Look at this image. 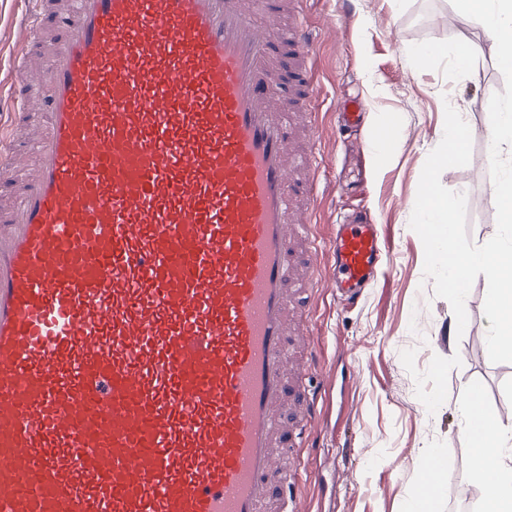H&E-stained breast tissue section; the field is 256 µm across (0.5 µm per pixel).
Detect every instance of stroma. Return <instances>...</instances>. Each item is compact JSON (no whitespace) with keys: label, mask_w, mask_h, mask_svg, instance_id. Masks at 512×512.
I'll return each mask as SVG.
<instances>
[{"label":"stroma","mask_w":512,"mask_h":512,"mask_svg":"<svg viewBox=\"0 0 512 512\" xmlns=\"http://www.w3.org/2000/svg\"><path fill=\"white\" fill-rule=\"evenodd\" d=\"M316 33L317 89L307 104L321 125L316 170L318 261L331 274L330 244L339 224L361 215L375 224L384 246L376 279L357 303L320 290L314 297L307 374L322 413L305 434L313 448L299 472L309 512H407L421 479L416 462L430 449L447 462L439 512H480V499L462 504L460 487H475L470 455L460 435L457 402L482 383L485 404L512 407V363H492L484 338L487 285L476 279L466 298L471 332L449 330L450 304L424 276V248L410 228L428 154L444 133V107L462 112L473 129L472 157L440 180L465 194L469 240L487 242L495 222L489 201V100L504 92L492 59L478 76L465 75L451 56L427 67L415 47L452 43L451 0H302ZM34 0H0V92L19 82L13 66L23 19ZM358 100L362 120L340 128L341 108ZM400 117L395 150L374 148L371 132L390 113Z\"/></svg>","instance_id":"obj_1"}]
</instances>
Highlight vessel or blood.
Returning a JSON list of instances; mask_svg holds the SVG:
<instances>
[{
	"mask_svg": "<svg viewBox=\"0 0 512 512\" xmlns=\"http://www.w3.org/2000/svg\"><path fill=\"white\" fill-rule=\"evenodd\" d=\"M41 0L46 92L0 125V512H280L308 316L382 251L340 224L315 256L320 129L300 0ZM399 118L372 133L398 143ZM430 500L444 458H422Z\"/></svg>",
	"mask_w": 512,
	"mask_h": 512,
	"instance_id": "obj_1",
	"label": "vessel or blood"
}]
</instances>
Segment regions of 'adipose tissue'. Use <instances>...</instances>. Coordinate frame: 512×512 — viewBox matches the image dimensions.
<instances>
[{"instance_id":"1","label":"adipose tissue","mask_w":512,"mask_h":512,"mask_svg":"<svg viewBox=\"0 0 512 512\" xmlns=\"http://www.w3.org/2000/svg\"><path fill=\"white\" fill-rule=\"evenodd\" d=\"M459 34L450 50L456 64L477 75L481 52L467 35L480 28L498 68L512 75V0H453ZM461 436L481 491L483 512H512V425L493 413L478 430L462 426Z\"/></svg>"}]
</instances>
